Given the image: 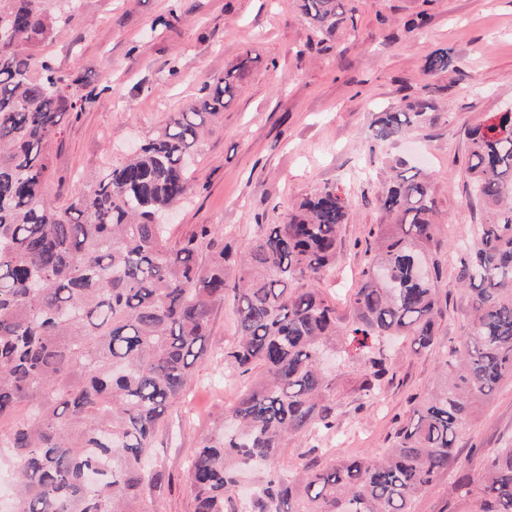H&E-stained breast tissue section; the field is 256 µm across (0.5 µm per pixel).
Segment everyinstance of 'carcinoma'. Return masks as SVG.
Here are the masks:
<instances>
[{"instance_id":"cac0c4a2","label":"carcinoma","mask_w":512,"mask_h":512,"mask_svg":"<svg viewBox=\"0 0 512 512\" xmlns=\"http://www.w3.org/2000/svg\"><path fill=\"white\" fill-rule=\"evenodd\" d=\"M48 0H0V487L9 512H151L152 440L206 356L216 307L232 300L237 341L224 363L260 376L192 452L194 512H413L456 457L462 427L512 379V113L468 133L484 223L460 282L471 311L437 355L444 382L421 399L384 454L310 460L284 473L287 443L336 429L337 377L352 368L369 402L385 386L400 337L438 343L443 264L429 256L432 176L397 174L378 195L387 223L367 248L352 316L323 288L336 268L347 200L325 186L277 224H257L237 256L204 226L172 241L162 218L191 191L188 160L206 119L234 97L238 69L212 97L175 113L125 161L64 207L46 197L47 147L65 115L63 79L34 53L56 17ZM332 40L343 0H302ZM452 59L434 52L426 70ZM418 99L376 113L373 140L395 142L427 120ZM239 268L228 288L229 265ZM458 489L473 512H512V447L484 457Z\"/></svg>"}]
</instances>
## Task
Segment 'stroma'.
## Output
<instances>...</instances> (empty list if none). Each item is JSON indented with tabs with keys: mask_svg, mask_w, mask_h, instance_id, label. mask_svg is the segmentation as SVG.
<instances>
[{
	"mask_svg": "<svg viewBox=\"0 0 512 512\" xmlns=\"http://www.w3.org/2000/svg\"><path fill=\"white\" fill-rule=\"evenodd\" d=\"M302 0H78L68 23L35 52L51 59L67 97L48 148L46 193L65 206L89 176L125 160L164 129L170 116L199 103L227 69L240 70L234 100L205 128L194 152V190L172 220L179 240L198 225L220 224L238 252L252 246L258 223L281 221L294 202L326 186L348 198L336 270L325 286L340 315L350 313L369 232L381 223L376 194L393 170L433 175L439 230L430 249L443 259L448 293L440 345L464 332L468 299L458 283L463 246L480 223L465 173L467 130L512 110V0H345L355 25L324 42ZM424 14L423 26L406 22ZM453 60L443 72L425 62L438 49ZM425 97L431 122L369 154L375 112ZM237 340L231 304L214 311L208 356L154 439L163 479L155 512H193L192 450L212 434L241 394L242 378L224 362ZM436 350L404 346L385 386L384 406L361 405L358 376L338 378L337 426L322 442L323 462L388 449L412 414L414 397L437 384ZM512 445V380L504 379L463 428L457 459L414 503V512H471L456 480L482 454Z\"/></svg>",
	"mask_w": 512,
	"mask_h": 512,
	"instance_id": "35a3bbf8",
	"label": "stroma"
}]
</instances>
